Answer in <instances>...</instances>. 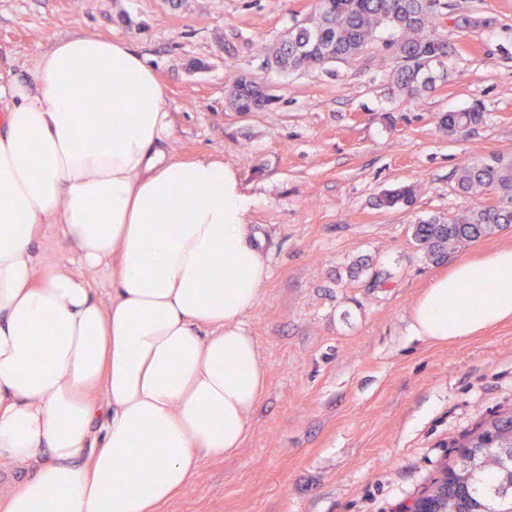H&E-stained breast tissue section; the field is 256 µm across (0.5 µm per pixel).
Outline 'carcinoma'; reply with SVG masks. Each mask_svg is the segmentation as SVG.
Returning a JSON list of instances; mask_svg holds the SVG:
<instances>
[{
	"label": "carcinoma",
	"instance_id": "obj_1",
	"mask_svg": "<svg viewBox=\"0 0 512 512\" xmlns=\"http://www.w3.org/2000/svg\"><path fill=\"white\" fill-rule=\"evenodd\" d=\"M441 0H316L314 14L296 22L288 38L272 51L281 68H325L349 63L380 43L391 59L390 75L398 92L417 98L447 73L457 54L449 41L448 60L435 58L434 45L445 38ZM257 88L245 90L244 77L234 81L228 104L249 106ZM483 121L474 105L440 118L450 136L461 135ZM464 195H490L491 203L464 208L448 217H431L413 226L412 236L437 262L462 244L474 242L506 224H512V158L474 157L453 174ZM416 188L407 185L380 195L376 206L397 209L411 206ZM457 459L445 463L440 475L425 487L414 504L421 512H512V486L504 480L503 451L512 449V412L481 422L458 440Z\"/></svg>",
	"mask_w": 512,
	"mask_h": 512
}]
</instances>
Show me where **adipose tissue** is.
<instances>
[{
	"label": "adipose tissue",
	"instance_id": "obj_1",
	"mask_svg": "<svg viewBox=\"0 0 512 512\" xmlns=\"http://www.w3.org/2000/svg\"><path fill=\"white\" fill-rule=\"evenodd\" d=\"M172 132L121 40L58 41L34 86L0 83V467L31 471L0 486V512H159L245 440L267 382L244 322L269 277L255 201L233 166L168 156ZM43 239L68 262L36 255ZM508 320L502 248L431 280L410 331L444 343Z\"/></svg>",
	"mask_w": 512,
	"mask_h": 512
}]
</instances>
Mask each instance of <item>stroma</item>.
<instances>
[{
    "label": "stroma",
    "mask_w": 512,
    "mask_h": 512,
    "mask_svg": "<svg viewBox=\"0 0 512 512\" xmlns=\"http://www.w3.org/2000/svg\"><path fill=\"white\" fill-rule=\"evenodd\" d=\"M447 3L443 30L463 50L412 100L394 93L379 46L324 69L268 65L315 0H0V80L33 83L68 37L129 42L164 89L167 154L234 166L257 201L270 276L245 323L266 392L238 452L204 461L161 512H403L462 435L512 408V321L443 345L409 329L434 277L512 248L511 226L436 264L412 237L418 220L485 203L456 191L460 163L512 155V0ZM242 74L271 94L264 110L229 109ZM476 103L480 125L441 130L443 113ZM404 184L413 206H376Z\"/></svg>",
    "instance_id": "obj_1"
}]
</instances>
